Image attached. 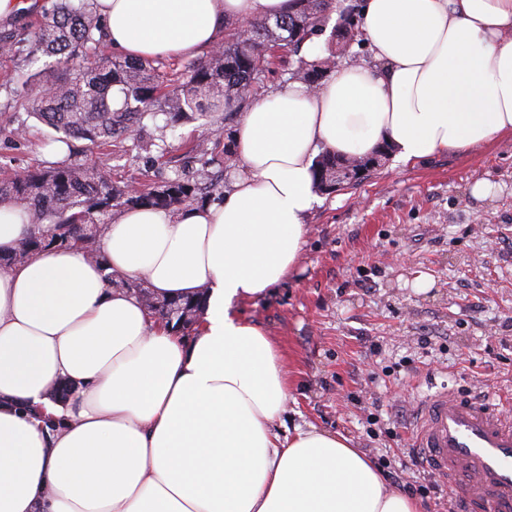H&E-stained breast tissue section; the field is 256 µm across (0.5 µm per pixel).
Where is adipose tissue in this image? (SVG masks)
Returning <instances> with one entry per match:
<instances>
[{"mask_svg":"<svg viewBox=\"0 0 512 512\" xmlns=\"http://www.w3.org/2000/svg\"><path fill=\"white\" fill-rule=\"evenodd\" d=\"M91 2L110 47L142 60L217 48L225 20L297 8ZM360 29L375 67L340 66L243 112L221 201L124 209L100 263L49 246L0 267V512H422L342 434L276 432L285 354L238 312L295 269L318 152L359 158L386 142L406 165L512 134V0H364ZM31 230L0 203L1 256ZM111 272L158 300L203 292L193 334L109 285Z\"/></svg>","mask_w":512,"mask_h":512,"instance_id":"obj_1","label":"adipose tissue"}]
</instances>
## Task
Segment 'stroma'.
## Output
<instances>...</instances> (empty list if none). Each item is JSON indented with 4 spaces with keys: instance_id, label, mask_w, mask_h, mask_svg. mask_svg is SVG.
<instances>
[{
    "instance_id": "stroma-1",
    "label": "stroma",
    "mask_w": 512,
    "mask_h": 512,
    "mask_svg": "<svg viewBox=\"0 0 512 512\" xmlns=\"http://www.w3.org/2000/svg\"><path fill=\"white\" fill-rule=\"evenodd\" d=\"M24 62L0 54V179L58 158L144 186L178 175L230 190L223 145L189 159L197 123L163 118L111 146L64 137L14 103ZM487 195L473 193L477 182ZM295 270L243 316L288 355L286 426L312 424L365 450L386 484L445 512L448 489L408 461L415 403L441 387L512 397V135L413 164L386 158L361 183L323 193ZM429 288H419L420 280Z\"/></svg>"
}]
</instances>
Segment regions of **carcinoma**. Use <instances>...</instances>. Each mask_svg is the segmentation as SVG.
<instances>
[{"mask_svg": "<svg viewBox=\"0 0 512 512\" xmlns=\"http://www.w3.org/2000/svg\"><path fill=\"white\" fill-rule=\"evenodd\" d=\"M298 9L273 20L252 22L236 40L186 70L184 82L166 84L152 74L144 60H114L103 50L101 21L88 0H59L55 12L34 33L36 50L57 57V70H42L28 76L37 86L34 96L20 107L69 137L92 145H104L135 131L148 114L166 116V125L214 112L229 117L247 108L266 90V73L275 49L286 48L295 59L288 80L308 87L319 84L331 65L345 57L349 45L359 42L356 22L358 5L344 0H298ZM338 15L331 39L336 49L321 58L302 53L305 43L322 34ZM27 32L14 30L0 35V52L13 54L26 42ZM121 93V103L112 102V88ZM347 161L325 151L313 166L318 190L327 191L328 175L336 163ZM215 184H201L177 176L137 192L112 181L109 170L85 168L66 160L0 182V202L22 206L29 224H51L49 238L33 234L25 249L12 257L17 262L43 246L77 244L101 258L97 248L101 226L112 212L129 206H147L178 211L187 204L209 198Z\"/></svg>", "mask_w": 512, "mask_h": 512, "instance_id": "1", "label": "carcinoma"}]
</instances>
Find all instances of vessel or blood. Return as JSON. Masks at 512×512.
Instances as JSON below:
<instances>
[{"instance_id":"vessel-or-blood-1","label":"vessel or blood","mask_w":512,"mask_h":512,"mask_svg":"<svg viewBox=\"0 0 512 512\" xmlns=\"http://www.w3.org/2000/svg\"><path fill=\"white\" fill-rule=\"evenodd\" d=\"M409 445L465 512H512V418L497 404L446 389L427 394Z\"/></svg>"}]
</instances>
